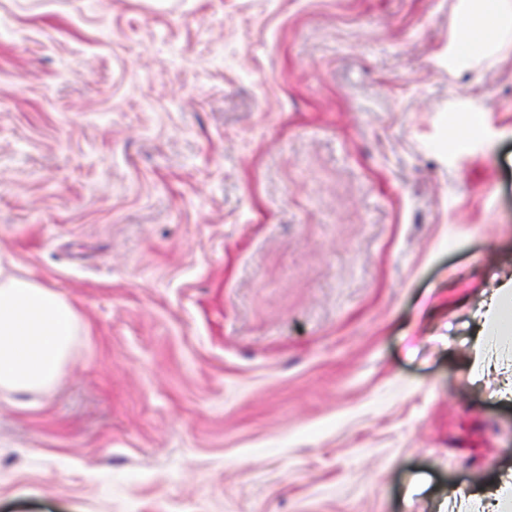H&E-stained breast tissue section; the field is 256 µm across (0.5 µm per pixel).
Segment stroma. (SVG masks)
<instances>
[{
  "mask_svg": "<svg viewBox=\"0 0 512 512\" xmlns=\"http://www.w3.org/2000/svg\"><path fill=\"white\" fill-rule=\"evenodd\" d=\"M460 0H0V260L79 331L0 512H466L512 280V35ZM511 21L510 0L465 1L459 20L460 28L455 35L457 56H471V49L476 46H495L509 35ZM512 282H503L486 303L481 324L473 338L469 375L473 382H479L490 374L502 372L504 367H512V336L498 329L487 328V321H497L506 302L511 303Z\"/></svg>",
  "mask_w": 512,
  "mask_h": 512,
  "instance_id": "obj_1",
  "label": "stroma"
}]
</instances>
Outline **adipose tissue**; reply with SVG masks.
Segmentation results:
<instances>
[{
  "mask_svg": "<svg viewBox=\"0 0 512 512\" xmlns=\"http://www.w3.org/2000/svg\"><path fill=\"white\" fill-rule=\"evenodd\" d=\"M460 21L455 51L467 57L473 47L490 48L512 34V0H467ZM509 301L512 282L506 281L489 298L485 324L473 338L472 381L512 367V334L493 326ZM77 331L69 302L0 266V389L27 393L58 383ZM454 495L467 500L472 512H512V478L507 476L474 491L456 489Z\"/></svg>",
  "mask_w": 512,
  "mask_h": 512,
  "instance_id": "ef3b65f1",
  "label": "adipose tissue"
}]
</instances>
